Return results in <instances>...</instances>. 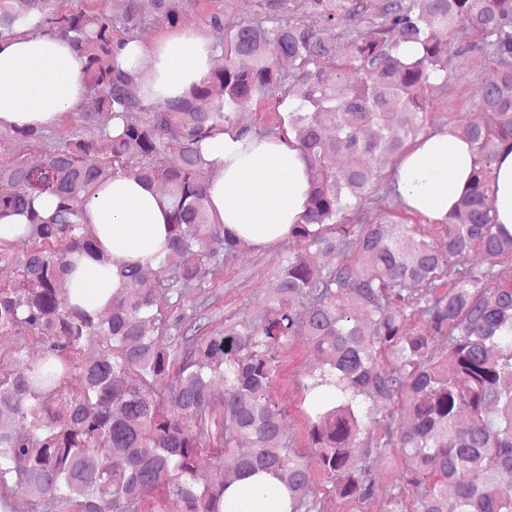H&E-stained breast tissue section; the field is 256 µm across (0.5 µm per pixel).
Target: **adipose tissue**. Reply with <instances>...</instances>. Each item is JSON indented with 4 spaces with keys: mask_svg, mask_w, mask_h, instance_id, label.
<instances>
[{
    "mask_svg": "<svg viewBox=\"0 0 512 512\" xmlns=\"http://www.w3.org/2000/svg\"><path fill=\"white\" fill-rule=\"evenodd\" d=\"M209 41L175 36L154 50V72L143 93L158 98L179 95L207 71ZM84 95L83 75L70 45L61 39L21 34L0 46V129L44 128ZM202 152L217 170L209 195L225 227L238 237L266 245L284 237L304 211L307 164L296 149L275 140L247 144L233 133L206 140ZM473 167L468 142L434 132L401 161L395 185L407 206L439 223L467 187ZM496 220L512 230V151L494 165ZM103 250L113 262L102 266L79 260L75 281L105 304L121 288L118 263L155 260L165 247L167 215L152 184L124 176L112 178L87 206ZM285 490L264 475L231 486L224 512H287Z\"/></svg>",
    "mask_w": 512,
    "mask_h": 512,
    "instance_id": "adipose-tissue-1",
    "label": "adipose tissue"
}]
</instances>
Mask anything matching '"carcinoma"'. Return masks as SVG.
Instances as JSON below:
<instances>
[{
    "label": "carcinoma",
    "instance_id": "cac0c4a2",
    "mask_svg": "<svg viewBox=\"0 0 512 512\" xmlns=\"http://www.w3.org/2000/svg\"><path fill=\"white\" fill-rule=\"evenodd\" d=\"M60 2L0 0V46L21 32L68 40L95 100L84 118L119 123L103 127L109 153L95 163L96 142L74 134L0 164V219L28 217L17 276L0 285V335L32 336L42 350L30 362L22 343L0 367V487L44 512H224L231 485L266 473L287 490L288 512H322L272 394L280 349L306 336L321 359L303 391L327 494L373 499L371 463L394 448L413 468L382 512H405L406 490L415 512H512V232L496 223L492 169L512 148V0H385L381 21L353 37L336 33V11L354 20L365 0H308L326 17L322 29L293 20L226 27L215 12L210 69L163 102L145 98L140 75L119 65L126 39L112 33L144 23L141 0H121L111 18ZM152 2L158 21L178 24L183 0ZM450 38L466 53L491 50L472 119L448 121L473 147L469 183L436 236L389 209L367 221L385 171L426 134L428 93L448 83ZM326 57L336 61L330 71ZM351 71L361 74L354 85ZM253 98L273 102L270 122L238 125V103ZM231 130L289 145L308 168L304 213L288 232L302 250L283 263L253 326L215 325L182 305L200 267H223L241 244L210 210L201 178L210 168L202 142ZM119 175L163 188L167 252L154 264H119L122 288L90 312L71 303L68 276L76 256L112 263L86 206ZM43 196L56 199L48 212L35 207ZM311 249L336 264H309ZM475 250L480 268L465 263ZM91 338L100 350L86 359ZM383 356L399 370L384 371ZM398 410L411 425L397 424ZM205 452L216 474L200 484Z\"/></svg>",
    "mask_w": 512,
    "mask_h": 512
}]
</instances>
